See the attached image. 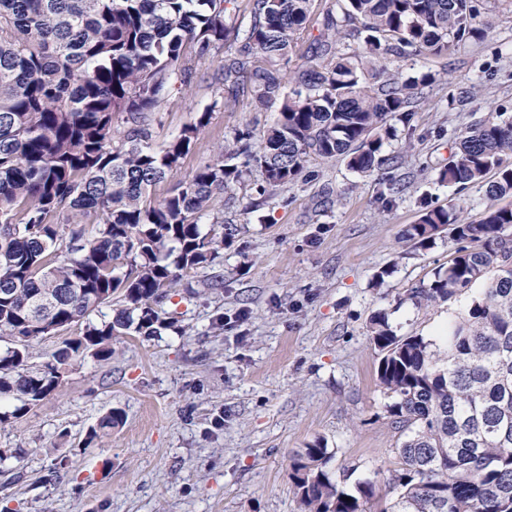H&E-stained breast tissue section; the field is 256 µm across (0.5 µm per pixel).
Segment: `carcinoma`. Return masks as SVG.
Wrapping results in <instances>:
<instances>
[{
	"label": "carcinoma",
	"instance_id": "cac0c4a2",
	"mask_svg": "<svg viewBox=\"0 0 512 512\" xmlns=\"http://www.w3.org/2000/svg\"><path fill=\"white\" fill-rule=\"evenodd\" d=\"M313 2L248 0L244 27L236 0H0V337L16 339L0 353V402H14L0 423L53 393L70 361L87 353L108 360L114 337L164 326L154 305L235 237L215 201L248 169H261L263 198L295 183L312 159L342 157L361 173L388 164L382 149L395 128L387 117L409 124L415 89L432 80L390 77L389 56H441L492 27L489 0H332L317 20ZM313 23L310 55L294 65L292 47ZM340 34L357 48L347 50ZM227 42L236 49L221 68L224 89L249 84L259 106L280 104L278 117L257 139L239 131L157 201L154 188L177 172L211 119L208 109L198 113L158 151L160 103L189 71L186 47L202 58ZM492 170V204L479 222L424 201L408 231L425 246L449 226L463 243L448 268L411 290L414 305L449 303L483 284L442 343L395 335L381 312L370 319L378 378L402 438L393 496H378L369 481L339 488L316 440L290 463L303 512H512V206L495 204L512 196V120L498 115L461 138L439 180L480 183ZM63 211L78 228L50 220ZM91 213L100 219L89 230ZM114 297L121 308L108 320L103 307ZM41 298L54 301L51 309L32 308ZM97 314L103 321L92 320ZM79 322L81 335L30 363L32 341ZM121 423L111 411L92 436Z\"/></svg>",
	"mask_w": 512,
	"mask_h": 512
}]
</instances>
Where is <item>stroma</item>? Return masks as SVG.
Returning a JSON list of instances; mask_svg holds the SVG:
<instances>
[{"label": "stroma", "instance_id": "obj_1", "mask_svg": "<svg viewBox=\"0 0 512 512\" xmlns=\"http://www.w3.org/2000/svg\"><path fill=\"white\" fill-rule=\"evenodd\" d=\"M492 18L488 41L394 63L399 77L435 76L421 87L410 126H397L385 144L402 192L381 198L382 170L358 173L333 158L311 161L252 213L243 208L259 169L218 201L238 233L212 267L173 283L159 309L168 328L114 339L109 360L72 361L56 391L0 424V453L8 456L0 512H302L291 457L316 440L337 484L367 480L389 493L399 435L369 320L382 312L396 335L434 340L471 300L466 291L428 307L407 301L457 243L443 232L420 247L405 232L421 202L461 205L471 222L490 203L486 183L460 190L438 174L461 132L492 111L512 117V0H494ZM224 56L219 50L196 62L161 105L158 149L198 112L213 113L155 199L211 162L239 130L260 132L277 116L249 89L231 96L216 82ZM115 410L123 425L90 439Z\"/></svg>", "mask_w": 512, "mask_h": 512}]
</instances>
